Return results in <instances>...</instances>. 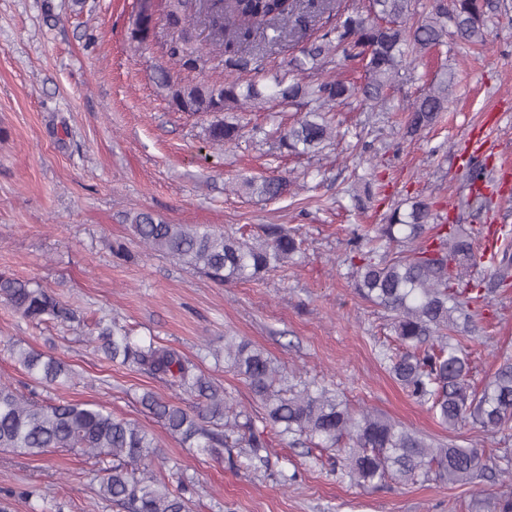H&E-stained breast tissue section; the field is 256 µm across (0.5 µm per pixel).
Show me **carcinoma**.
<instances>
[{"label": "carcinoma", "mask_w": 512, "mask_h": 512, "mask_svg": "<svg viewBox=\"0 0 512 512\" xmlns=\"http://www.w3.org/2000/svg\"><path fill=\"white\" fill-rule=\"evenodd\" d=\"M495 0H429L416 15L413 0H368L366 12L341 6L339 0H167L165 23L174 31L167 55L179 70L195 75L176 82L164 68L157 82L168 89L171 105L181 112H233L245 106L261 108L278 101L307 107L296 124L284 130L280 146L295 154L318 152L333 137L323 110L357 97L371 106L384 100L385 90L437 47L454 37L469 45L485 44L489 14ZM204 18L213 30L210 46L199 44L193 19ZM152 15L143 12L132 40L147 45ZM278 45L288 37L302 39L288 61L289 72L321 74L340 59L360 64L365 82L356 85L339 78L314 81L276 76L263 83L267 51L246 50L257 35ZM224 66V83L205 77L214 62ZM451 76L438 81L407 109L405 134L410 138L430 128L448 109ZM241 126L217 120L208 128L214 145L231 144ZM250 193L276 199L288 193L290 180L282 176L246 178ZM430 204L410 201L405 212L396 208L373 237L374 245L356 266L359 295L391 313L394 329L406 351L390 359L389 369L408 395L430 409L448 428L466 421L486 431L512 424V362L504 361L479 392L467 383L464 341L477 330L475 307L495 289L512 283V251L494 252L493 285L471 278L476 263L472 236L460 228H446L428 236ZM134 235L147 248L183 260L224 284L247 281L288 263L299 251L293 235L279 227L268 229L267 240L253 244L218 233L206 225L169 224L150 212L130 221ZM402 250L391 253V245ZM0 301L32 323L44 317L60 323L81 322L77 309L48 289L28 280L0 274ZM97 343L106 358L158 378L170 388L194 395L202 403L186 409L145 393L141 404L172 434L210 453L228 445L227 436L212 426L224 422L242 431L234 446L248 449L249 459L268 463L262 455L266 441L251 426L239 423L224 395L199 366L179 350L151 339L135 340L129 332L103 319L95 322ZM17 362L40 383L64 385L73 372L64 362L31 347L12 346ZM224 362L243 375L261 402L266 419L284 436L304 437L338 452L351 481L362 487L386 479L409 484L423 478L448 485H465L492 470L512 477V451L491 457L480 448L437 443L402 423L369 410L353 412L326 386L277 387L281 368L245 341L224 339ZM351 446L343 447V440ZM54 448L79 452L95 461L98 495L123 512H190L185 497L192 480L179 478L172 490L157 475L152 462L161 458L156 438L137 424L118 419L105 407L89 402L60 400L42 404L17 388L0 384V450L42 456Z\"/></svg>", "instance_id": "cac0c4a2"}]
</instances>
